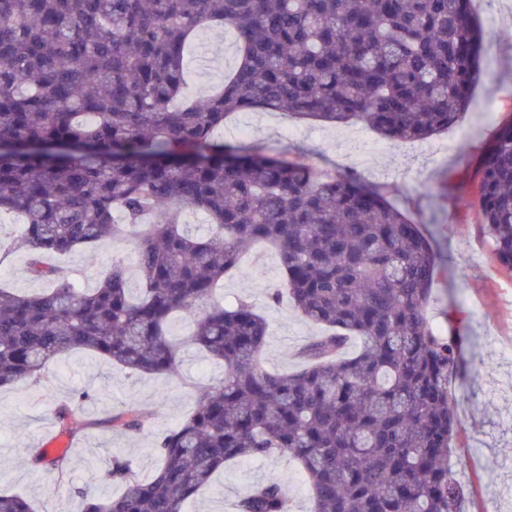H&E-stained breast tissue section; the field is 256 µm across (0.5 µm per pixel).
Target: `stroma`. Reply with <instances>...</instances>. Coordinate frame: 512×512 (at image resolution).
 Returning <instances> with one entry per match:
<instances>
[{"label": "stroma", "mask_w": 512, "mask_h": 512, "mask_svg": "<svg viewBox=\"0 0 512 512\" xmlns=\"http://www.w3.org/2000/svg\"><path fill=\"white\" fill-rule=\"evenodd\" d=\"M478 16L494 14L481 56V77L469 108L448 130L426 141L391 143L362 124L330 126L295 119L282 112L236 114L220 131L231 143L277 152H307L317 168L352 172L370 183H385L389 199L410 212L425 235L448 255L437 282L429 317L461 345L458 376L449 378L458 424L448 464L465 487L463 512H512V271L495 258L484 234L477 201V172L497 130L512 123V0H478ZM215 61L211 71L201 53ZM236 57L232 34L212 29L200 34L190 51L187 94L221 83ZM447 198H440V187ZM129 255L127 244L105 243L96 250L52 256L53 264L85 288L96 287L113 259ZM25 251L0 250V281L18 293L41 291L27 273ZM278 255L257 247L238 272L224 280V301H251L264 314L268 336L264 365L279 372L299 369L298 351L319 326L301 317L288 298L272 302L279 287ZM223 368L195 348L182 352L177 375L152 376L111 365L90 352H74L48 364L42 382L0 390V490L22 495L37 512H78L79 492L110 496L117 489L104 475L113 458L131 461L144 475L158 463L155 441L195 404L201 387L221 378ZM74 409L75 424L103 419L129 405L153 409L150 430L87 431L69 452L66 476L32 466L31 449L53 434L56 404ZM285 480L292 512H310L308 485L297 466L281 457L249 459L225 468L211 486L186 505L187 512H233L236 500L253 484Z\"/></svg>", "instance_id": "1"}]
</instances>
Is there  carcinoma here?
Here are the masks:
<instances>
[{
    "mask_svg": "<svg viewBox=\"0 0 512 512\" xmlns=\"http://www.w3.org/2000/svg\"><path fill=\"white\" fill-rule=\"evenodd\" d=\"M210 26L233 34L236 63L186 100L187 51ZM482 40L473 0H0V213L24 216L29 273L52 283L0 286V387L37 382L73 351L154 375L178 374L184 345L224 365L159 435L152 473L113 459L122 493L83 495L80 512H183L225 464L270 456L301 467L313 512H461L448 467L460 348L427 317L441 254L386 186L214 131L268 109L431 138L469 105ZM479 172L482 226L512 270V125ZM186 208L209 235L183 233ZM106 239L131 242L138 295L120 262L87 289L44 261ZM258 243L324 329L296 372L264 367L268 327L249 300L216 299ZM177 313L194 319L182 345L167 334ZM352 336L360 351L339 357ZM154 417L128 407L103 425L141 433ZM55 424L76 438L71 406ZM31 463L62 475L68 457L36 448ZM0 512L35 508L0 491ZM235 512H290L285 481L252 485Z\"/></svg>",
    "mask_w": 512,
    "mask_h": 512,
    "instance_id": "cac0c4a2",
    "label": "carcinoma"
}]
</instances>
